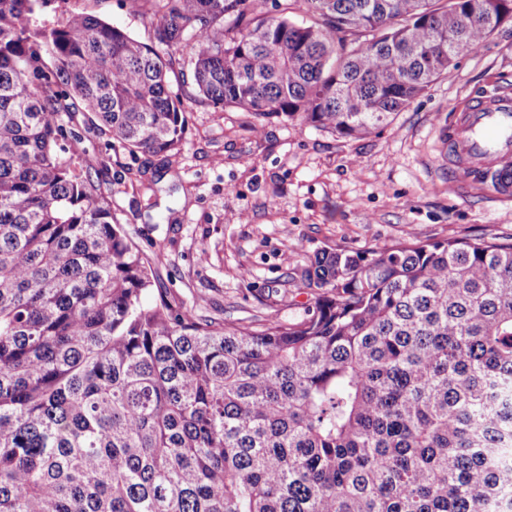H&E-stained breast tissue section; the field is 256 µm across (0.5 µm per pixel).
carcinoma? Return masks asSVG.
<instances>
[{"label":"carcinoma","mask_w":512,"mask_h":512,"mask_svg":"<svg viewBox=\"0 0 512 512\" xmlns=\"http://www.w3.org/2000/svg\"><path fill=\"white\" fill-rule=\"evenodd\" d=\"M52 2L0 0V512H512V243L324 251L303 318L221 324L154 288L61 119L179 150L186 50L203 105L365 137L512 0H303L301 25L138 0L154 47L85 12L31 27Z\"/></svg>","instance_id":"cac0c4a2"}]
</instances>
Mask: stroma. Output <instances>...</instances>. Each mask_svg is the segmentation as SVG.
I'll return each mask as SVG.
<instances>
[{
  "mask_svg": "<svg viewBox=\"0 0 512 512\" xmlns=\"http://www.w3.org/2000/svg\"><path fill=\"white\" fill-rule=\"evenodd\" d=\"M72 12L153 42L155 17L125 0H54L37 24L60 25ZM495 90L512 91L510 23L370 137L343 138L285 116L258 132L251 113L188 98L178 154L118 146L92 177L172 296L218 322L291 321L309 303L291 278L317 252L407 239L512 242V200L456 174L440 140L454 120L450 103Z\"/></svg>",
  "mask_w": 512,
  "mask_h": 512,
  "instance_id": "obj_1",
  "label": "stroma"
}]
</instances>
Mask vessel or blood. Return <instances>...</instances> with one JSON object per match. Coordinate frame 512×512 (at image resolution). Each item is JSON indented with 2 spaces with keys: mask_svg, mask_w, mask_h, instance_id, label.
<instances>
[{
  "mask_svg": "<svg viewBox=\"0 0 512 512\" xmlns=\"http://www.w3.org/2000/svg\"><path fill=\"white\" fill-rule=\"evenodd\" d=\"M440 137L467 178L488 182L495 199H512L511 93L470 96Z\"/></svg>",
  "mask_w": 512,
  "mask_h": 512,
  "instance_id": "vessel-or-blood-1",
  "label": "vessel or blood"
}]
</instances>
